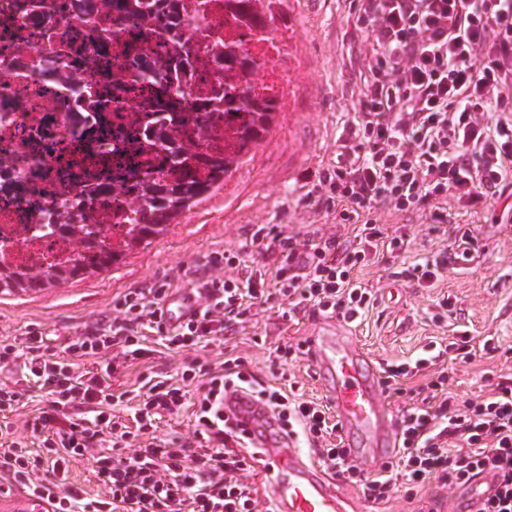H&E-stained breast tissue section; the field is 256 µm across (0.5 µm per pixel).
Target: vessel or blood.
Listing matches in <instances>:
<instances>
[{
  "mask_svg": "<svg viewBox=\"0 0 512 512\" xmlns=\"http://www.w3.org/2000/svg\"><path fill=\"white\" fill-rule=\"evenodd\" d=\"M198 308L191 289L173 288L162 304V320L172 328L188 322ZM308 348L319 383L343 432L350 459L391 461L398 448L396 419L382 399L381 376L370 357L355 347L350 332L335 321L320 323ZM221 414L253 447L269 476L268 490L277 512H345V500L336 477L311 461L278 416L248 391H224ZM477 488L458 498L456 512H478L481 493H492L497 476H476ZM0 512H53L51 501L33 495L0 472Z\"/></svg>",
  "mask_w": 512,
  "mask_h": 512,
  "instance_id": "vessel-or-blood-1",
  "label": "vessel or blood"
}]
</instances>
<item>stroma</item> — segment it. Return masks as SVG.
<instances>
[{
  "instance_id": "obj_1",
  "label": "stroma",
  "mask_w": 512,
  "mask_h": 512,
  "mask_svg": "<svg viewBox=\"0 0 512 512\" xmlns=\"http://www.w3.org/2000/svg\"><path fill=\"white\" fill-rule=\"evenodd\" d=\"M274 11L282 39L276 64L290 81L265 141L223 187L150 243L132 247L108 271L35 293L0 296V336L19 337L31 326L60 337L77 335L93 321L112 318L128 288L176 279L182 266L204 264L210 254L228 249L257 260V253L245 249L250 225H283L294 234L305 225L325 223L322 211L300 201L304 175L334 155L356 104L354 81L367 47L348 20L349 0H279ZM404 221L416 236L414 248L392 258L387 270L368 266L360 273L363 282L374 285L378 299L351 325L357 344L377 362H399L415 357L432 338L451 340L463 327L476 339L498 340L506 352L458 364L453 392L466 398L485 391L487 378H512V222L493 223L483 210L459 215L458 223L475 229L474 259L453 265L436 287L422 289L402 271L441 247L444 235L431 231L428 214L411 213ZM445 297L454 301L455 313L441 308ZM314 323L311 316L294 322L273 309L257 310L244 331L225 337L223 344H208L202 353L216 363L231 355L245 357L247 367L266 383L319 401L323 394L308 356L283 368L273 363L278 345L307 339ZM343 492L350 501L347 512H416L421 505L453 512L457 495L429 485L418 503L400 493L373 503L358 487L347 484Z\"/></svg>"
}]
</instances>
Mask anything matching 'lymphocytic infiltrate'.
<instances>
[{
    "mask_svg": "<svg viewBox=\"0 0 512 512\" xmlns=\"http://www.w3.org/2000/svg\"><path fill=\"white\" fill-rule=\"evenodd\" d=\"M352 8L370 46L357 108L303 196L335 231L299 236L260 224L250 236L257 263L224 252L185 269L199 306L175 329L159 315L171 284L158 280L128 289L117 316L69 337L64 348L36 326L0 340V369L10 371L0 380V469L52 498L55 512H257L241 481L250 467L247 442L219 412L230 385L263 399L325 469L368 500H388L400 488L410 495L427 483L462 487L491 471L500 480L481 512H512V382L461 400L449 389V369L437 365L442 357L466 362L496 353L492 340L464 334L415 363L382 364L385 392L409 394L410 402L397 420V463L374 477L327 443L336 429L327 406L289 397L242 358L215 365L195 353L235 334L256 307L356 322L376 300L358 270L413 244L406 225H385L383 214L425 210L433 223L452 224L449 206L493 211L512 188V0H352ZM452 226L455 248L405 268L415 287H434L459 260L458 245L473 244L470 225ZM219 266L225 276L213 275ZM161 347L181 355L177 374L149 369L137 388H115L116 376L147 366ZM32 394L41 406L17 433L9 417ZM187 411L191 436H158L161 422ZM199 439L205 448H196ZM80 459L90 462L101 493L72 480Z\"/></svg>",
    "mask_w": 512,
    "mask_h": 512,
    "instance_id": "f902f5d3",
    "label": "lymphocytic infiltrate"
}]
</instances>
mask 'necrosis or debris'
<instances>
[{"instance_id":"necrosis-or-debris-1","label":"necrosis or debris","mask_w":512,"mask_h":512,"mask_svg":"<svg viewBox=\"0 0 512 512\" xmlns=\"http://www.w3.org/2000/svg\"><path fill=\"white\" fill-rule=\"evenodd\" d=\"M43 2L0 0V155L18 161L0 172V262L14 265L64 255L62 236L19 230L39 208L83 191L121 236L108 183L170 175V152L148 148L149 132L212 110L224 68L205 65L207 48L237 34L224 0H139V13L123 20L113 9L50 12ZM171 3L201 10V23L174 27ZM62 68L79 71L87 93L61 86Z\"/></svg>"}]
</instances>
